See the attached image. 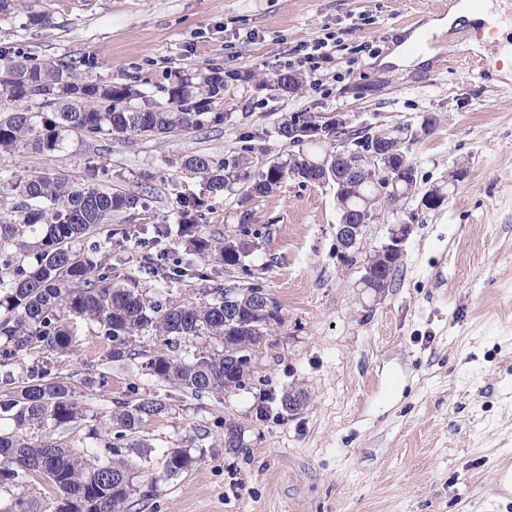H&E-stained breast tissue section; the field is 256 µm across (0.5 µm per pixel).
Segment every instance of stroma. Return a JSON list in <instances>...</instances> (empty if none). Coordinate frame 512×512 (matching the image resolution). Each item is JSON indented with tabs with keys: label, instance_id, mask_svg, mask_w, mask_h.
Listing matches in <instances>:
<instances>
[{
	"label": "stroma",
	"instance_id": "35a3bbf8",
	"mask_svg": "<svg viewBox=\"0 0 512 512\" xmlns=\"http://www.w3.org/2000/svg\"><path fill=\"white\" fill-rule=\"evenodd\" d=\"M440 0H10L0 11V54L39 62L65 59L89 81L139 90L134 105H164L176 76L221 69L233 76L211 109L222 124L175 136L90 141L71 136L50 156L0 154V168L50 172L80 183L97 167L102 184L147 192L148 211L115 216L113 227L142 228L140 240L112 239L141 290L156 283L135 262L154 225L170 226L161 246L185 255L173 226L177 201L203 200L199 222L239 236L248 220L242 266L213 280L165 283L175 303L203 302L214 284L263 286L281 315L251 354L248 385L192 397L152 377L157 336L133 340L132 359L108 362L97 326L79 322L65 355L37 349L19 357L15 377L37 368L68 377L87 418L66 432L78 455L103 450L89 430L118 402L161 400L127 451L135 489L131 512H512V78L486 79L469 63L479 44L459 19L435 42L434 58L399 66L408 28L440 16ZM35 13L50 22L31 24ZM337 33L318 70L302 71L298 94L259 86L293 71L295 50ZM455 55L441 67L437 56ZM252 72L247 81L239 72ZM304 112L372 133L407 130L416 196L406 204L412 231L392 288H361V263L342 260L333 183L286 179L251 198L243 183L215 194L183 169L190 155L242 157L252 169L298 153L274 133L281 117ZM434 210L417 198L436 187ZM107 386H99L100 376ZM298 394L302 406L285 410ZM236 423L242 450L224 446ZM171 448L194 461L177 476L160 464Z\"/></svg>",
	"mask_w": 512,
	"mask_h": 512
}]
</instances>
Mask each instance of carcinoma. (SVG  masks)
Segmentation results:
<instances>
[{
    "label": "carcinoma",
    "instance_id": "obj_1",
    "mask_svg": "<svg viewBox=\"0 0 512 512\" xmlns=\"http://www.w3.org/2000/svg\"><path fill=\"white\" fill-rule=\"evenodd\" d=\"M240 77L213 69L194 82L179 78L168 89V106L130 104L136 92L119 82H87L66 62L33 63L28 58L0 57V91L8 103L0 105V154L28 150L50 155L64 149L78 133L91 141L131 142L141 137L171 136L224 121V113L207 112L205 105L224 96L226 79ZM274 90L290 95L299 79L288 72L276 74ZM52 89L51 101L42 91ZM316 123L311 116L291 114L281 119L277 135L288 139L291 131ZM397 198L385 189L386 180L364 166L358 178L338 194V210L363 209L381 201L398 208L410 199L416 186L415 169L407 158L398 159ZM184 169L207 178L211 192H222L237 181L247 182L250 195L264 197L288 177L304 180L325 175L324 159L301 151L256 172L239 159L214 160L207 155L188 156ZM0 188L21 198L12 215L0 219V414L12 420L10 431L0 432V488H16L0 512H128L127 502L136 492L130 481L131 464L122 449L135 448L136 433L160 415L165 404L143 398L124 403L111 416L100 438L106 455L88 462L74 455L56 435L86 417L71 383L62 376L33 374L15 385L10 366L27 351L45 348L70 351L75 344L74 323L92 321L106 344V359L133 356V338L153 332L167 347L188 337L209 336L222 350L191 361L159 352L146 363L154 378L194 396L246 387L251 364L238 365L269 335L280 320L276 302L256 310L260 285L213 289V298L199 304H175L163 289L151 297L139 291L116 265L98 260L101 244L85 250L78 244L94 236L112 217L146 209L144 193L105 188L94 181L70 183L44 172L21 176L0 170ZM198 205L191 197L180 200L178 232L186 238L187 257H171L166 250L141 256L142 268L163 283L168 279L209 278L212 269L241 265L242 245L199 230ZM397 267L376 272L368 286L384 291L392 286ZM47 429L32 442L27 432ZM192 463L190 453L172 448L161 464L176 476ZM36 477L56 490L50 505L29 492L25 478Z\"/></svg>",
    "mask_w": 512,
    "mask_h": 512
}]
</instances>
